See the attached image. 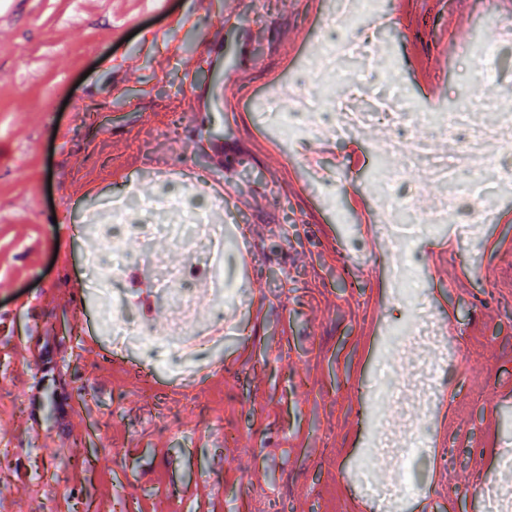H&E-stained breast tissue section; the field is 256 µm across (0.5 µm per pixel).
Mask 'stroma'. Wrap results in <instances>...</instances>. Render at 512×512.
<instances>
[{
    "label": "stroma",
    "mask_w": 512,
    "mask_h": 512,
    "mask_svg": "<svg viewBox=\"0 0 512 512\" xmlns=\"http://www.w3.org/2000/svg\"><path fill=\"white\" fill-rule=\"evenodd\" d=\"M0 17V512H369L357 475L386 480L375 390L382 360L404 385L420 359L390 350L415 305L392 282L374 213L386 132L327 143L294 121L282 138L265 100L320 88L333 0H11ZM390 23L374 47L414 111L445 112L481 87L477 114L512 115V45L482 83L462 57L512 26V0H373ZM233 69L237 104L220 84ZM219 180L248 230L236 261L232 333L195 386L113 354L83 254L86 215L117 190H157L139 146ZM363 158L354 185L315 182L304 161ZM71 195L67 212L57 210ZM474 239L450 225L411 245L424 305L458 335L431 351L448 395L426 412L435 437L418 467L430 512H481L512 448V183L480 205ZM82 284V303L72 290ZM148 369L139 382L135 369Z\"/></svg>",
    "instance_id": "obj_1"
}]
</instances>
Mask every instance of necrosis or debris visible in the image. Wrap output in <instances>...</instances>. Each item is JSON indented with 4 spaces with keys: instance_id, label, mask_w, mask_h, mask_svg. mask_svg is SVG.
<instances>
[{
    "instance_id": "necrosis-or-debris-1",
    "label": "necrosis or debris",
    "mask_w": 512,
    "mask_h": 512,
    "mask_svg": "<svg viewBox=\"0 0 512 512\" xmlns=\"http://www.w3.org/2000/svg\"><path fill=\"white\" fill-rule=\"evenodd\" d=\"M288 98L311 127L335 135L343 127L357 131L363 124L379 122L391 133L381 144V151L402 149L403 168L380 171L377 188L383 207L401 217L403 232L392 245L403 260L393 275L406 299H419V262L408 258L410 244L431 227L446 223L448 215L461 205L472 207L482 201L490 184L511 183L512 142L483 150L471 132V107L419 114L402 102L391 83L380 88L371 111L349 118L338 95L307 94L292 87ZM439 140L448 143L452 151L448 157L435 159L431 153ZM421 157L430 158L429 176L443 182L448 190L444 211L420 214L415 210L414 183L419 174L412 164ZM161 181L162 190L153 193L131 189L112 196L105 215L93 226L95 246L86 262L94 273L95 291L110 310L113 349L122 351L134 344L147 361L177 367L184 359L203 353L209 342L223 338L230 330L224 276L232 266V257L225 247L223 225L211 218L212 212L224 206L222 197L210 192L211 176L182 169L176 177L165 175ZM162 238L181 250L182 264L170 263L167 254L158 249ZM145 262L153 267L152 284L169 309V323L162 330L148 327L126 299L125 271ZM202 290L211 293L212 303L201 313L194 306V297ZM430 438L428 422L413 421L402 439L391 446L392 481L371 484V494L381 500L409 495L418 485L420 450L427 447Z\"/></svg>"
}]
</instances>
